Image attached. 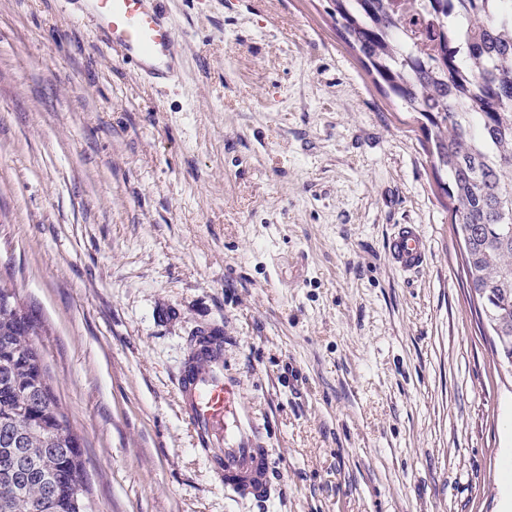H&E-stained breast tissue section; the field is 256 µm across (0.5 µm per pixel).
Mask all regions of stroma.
I'll return each mask as SVG.
<instances>
[{"label": "stroma", "instance_id": "obj_1", "mask_svg": "<svg viewBox=\"0 0 512 512\" xmlns=\"http://www.w3.org/2000/svg\"><path fill=\"white\" fill-rule=\"evenodd\" d=\"M159 88L60 0H0V288L82 442L91 512H500L512 373L469 295L415 114L329 0H171ZM418 225L405 273L387 239ZM269 449L233 497L175 379L197 331ZM388 252L396 266L414 272L425 262V241L415 224H399L387 242Z\"/></svg>", "mask_w": 512, "mask_h": 512}]
</instances>
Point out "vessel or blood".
Masks as SVG:
<instances>
[{
  "label": "vessel or blood",
  "instance_id": "obj_1",
  "mask_svg": "<svg viewBox=\"0 0 512 512\" xmlns=\"http://www.w3.org/2000/svg\"><path fill=\"white\" fill-rule=\"evenodd\" d=\"M87 24L98 46L116 51L123 64L157 82L177 77L183 36L166 0H62ZM405 272L425 262V241L412 224L398 225L387 242ZM182 415L225 488L238 498L261 501L271 494L269 449L256 443L255 424L240 402L235 382L224 373V339L195 337L176 379Z\"/></svg>",
  "mask_w": 512,
  "mask_h": 512
}]
</instances>
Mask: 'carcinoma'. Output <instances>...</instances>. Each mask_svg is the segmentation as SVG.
<instances>
[{
	"instance_id": "1",
	"label": "carcinoma",
	"mask_w": 512,
	"mask_h": 512,
	"mask_svg": "<svg viewBox=\"0 0 512 512\" xmlns=\"http://www.w3.org/2000/svg\"><path fill=\"white\" fill-rule=\"evenodd\" d=\"M431 23L408 36L392 0H331L336 32L388 95L419 114L451 223L465 246V280L512 369V0H417ZM38 321L0 288V459L25 458L22 487L0 477V512H87L86 472L33 342ZM55 499L46 502L45 486Z\"/></svg>"
}]
</instances>
